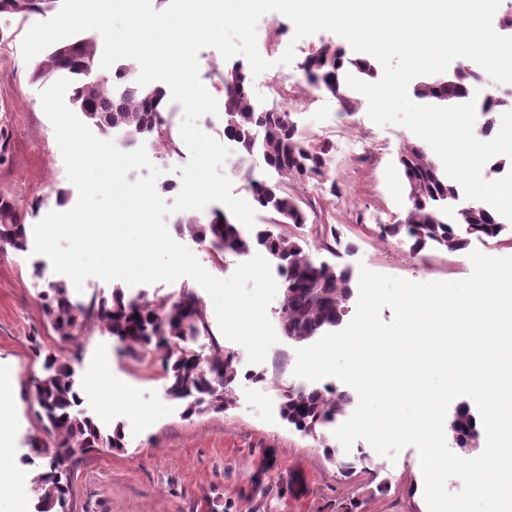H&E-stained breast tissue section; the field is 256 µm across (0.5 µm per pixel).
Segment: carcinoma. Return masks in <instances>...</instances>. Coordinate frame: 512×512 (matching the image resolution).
Listing matches in <instances>:
<instances>
[{
  "mask_svg": "<svg viewBox=\"0 0 512 512\" xmlns=\"http://www.w3.org/2000/svg\"><path fill=\"white\" fill-rule=\"evenodd\" d=\"M58 0H0V13H11L27 19L55 8ZM96 58V44L81 38L73 42L55 43L40 55L33 71L38 80L57 72L72 78V104L102 135L121 133V144L130 148L143 141L164 143L170 131L166 112L159 104L166 95L161 86L146 88L128 72L120 69L115 78L98 72H86L84 63ZM305 87L336 98L348 110L356 107L347 84V75L372 80L377 77L375 65L368 59L350 58L340 49L323 45L302 64ZM224 92V137L237 147L234 166L237 175L247 183L257 205L272 215L271 222L256 226L251 236L243 234L240 225L223 211L212 212L207 223L195 216H179L174 221L180 235H189L208 244L218 260L241 255L257 247L265 250L278 263L284 277L283 302L279 319L283 333L295 343H306L341 325L350 311L353 297L351 274L346 268L313 261L305 251L306 241L278 231L284 224L301 226L307 215L291 191L292 184L309 179H322L329 171V150L302 136L291 113L285 110H258L250 95L247 67L235 65L222 70ZM482 80L479 71L458 64L441 77H429L417 85L423 99L452 106L462 102L472 85ZM499 100L481 105L484 122L480 132L487 135L493 127V113L511 105ZM262 157L264 166L277 175L274 182L253 176L249 164L254 155ZM410 207L401 224H391L385 234L405 235L412 240L411 250L419 252L428 246L450 252L466 245V236L496 238L503 230L498 217L477 203L457 212L456 221L465 226V235L455 233L448 218L452 202L458 198L457 188L448 183L436 163L413 144L405 145L399 156ZM0 244L16 251H26L28 241L24 217L14 203L0 198ZM53 330L64 340L73 339L70 311L72 304L65 282H51L43 295ZM110 335L122 345L125 353L160 358L167 395L185 402L186 417L203 413H221L234 402L233 383L239 369L234 356L212 333L209 321L197 299L191 294L173 300L155 296L133 301L125 296L122 285H113L111 297H93L87 305ZM212 341V355L205 359L193 354L188 342L199 336ZM51 374L32 383L37 416L48 441L32 448L24 462L37 468L34 481L38 494L36 512H69L73 496L69 479L75 458L91 448L106 446L124 448L123 431L116 427L103 430L97 421L79 410L82 388L74 369L54 359L46 363ZM281 417L297 430L318 435L327 455L335 460L341 472L353 471V463L339 458L326 444L324 429L345 414L352 397L330 388H287L281 394ZM461 434L479 440L475 415L467 406L454 416Z\"/></svg>",
  "mask_w": 512,
  "mask_h": 512,
  "instance_id": "1",
  "label": "carcinoma"
}]
</instances>
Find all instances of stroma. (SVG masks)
<instances>
[{"instance_id": "obj_1", "label": "stroma", "mask_w": 512, "mask_h": 512, "mask_svg": "<svg viewBox=\"0 0 512 512\" xmlns=\"http://www.w3.org/2000/svg\"><path fill=\"white\" fill-rule=\"evenodd\" d=\"M32 20L0 14V131L7 136L0 155V197L13 199L24 215L26 231L48 213L71 209L78 194L68 180L53 126L40 93L47 81L32 78L21 44ZM293 22L278 12L257 24V47L270 69L251 78L256 106L293 112L301 133L327 145L330 172L322 180L294 184L293 194L308 215L303 227L285 225L304 237L315 262L361 268L412 282L457 281L471 275V251L512 257V221L496 238L469 237L464 249L428 247L412 252L409 242L382 237V229L404 220L407 193L398 156L416 135L404 126H380L368 116V101L358 96L354 111L321 92L300 91L301 63L324 44L347 47L340 35L321 31L295 39ZM294 46L291 64L280 58ZM370 149L355 155L356 141ZM68 190L58 201L57 190ZM42 278H34V268ZM50 259L28 250L0 254V389L14 401L10 440L0 464L28 471L24 458L42 438L27 388L45 377L44 357L69 362L84 385L82 411L106 429L122 427L120 451L93 450L74 471L73 512H428L413 494L423 473L417 448L396 459L357 440L352 454L363 465L343 475L326 456L318 438L296 430L279 412V388L304 386L294 373L296 343L280 337L263 363H249L234 342L224 348L239 363L234 404L221 413L183 416L168 398L159 362L140 364L126 356L118 341L95 317L74 311L73 338L54 332L39 294L58 280ZM265 375L255 381L252 371Z\"/></svg>"}]
</instances>
